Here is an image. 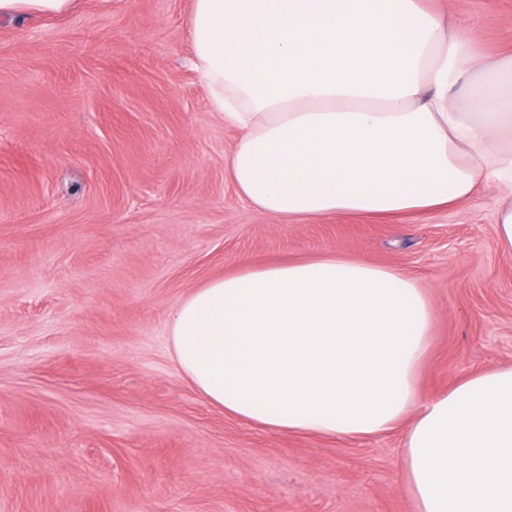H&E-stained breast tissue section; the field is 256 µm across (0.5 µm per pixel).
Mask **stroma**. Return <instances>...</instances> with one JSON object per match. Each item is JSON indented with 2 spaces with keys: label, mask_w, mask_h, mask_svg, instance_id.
<instances>
[{
  "label": "stroma",
  "mask_w": 512,
  "mask_h": 512,
  "mask_svg": "<svg viewBox=\"0 0 512 512\" xmlns=\"http://www.w3.org/2000/svg\"><path fill=\"white\" fill-rule=\"evenodd\" d=\"M512 53V0H425ZM194 0H75L0 19V512H414L404 428L261 430L175 366L178 303L321 253L402 269L437 317L421 399L512 367L494 182L429 215L277 221L224 163L238 131L190 67Z\"/></svg>",
  "instance_id": "1"
}]
</instances>
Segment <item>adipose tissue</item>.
<instances>
[{"mask_svg": "<svg viewBox=\"0 0 512 512\" xmlns=\"http://www.w3.org/2000/svg\"><path fill=\"white\" fill-rule=\"evenodd\" d=\"M194 67L239 139L225 166L275 220L429 214L498 182L512 252V53L423 0H194ZM435 305L403 270L338 255L249 266L179 303L180 373L277 433L398 426L416 512H512V367L419 401Z\"/></svg>", "mask_w": 512, "mask_h": 512, "instance_id": "adipose-tissue-1", "label": "adipose tissue"}]
</instances>
